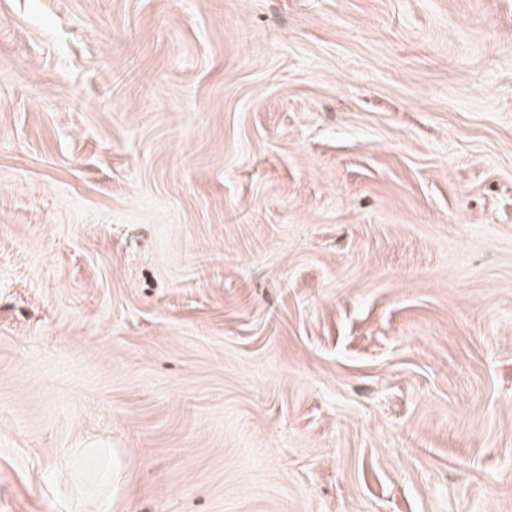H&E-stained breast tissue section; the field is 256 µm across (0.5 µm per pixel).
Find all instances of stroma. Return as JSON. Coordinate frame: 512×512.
<instances>
[{"label": "stroma", "mask_w": 512, "mask_h": 512, "mask_svg": "<svg viewBox=\"0 0 512 512\" xmlns=\"http://www.w3.org/2000/svg\"><path fill=\"white\" fill-rule=\"evenodd\" d=\"M0 512H512V0H0Z\"/></svg>", "instance_id": "1"}]
</instances>
